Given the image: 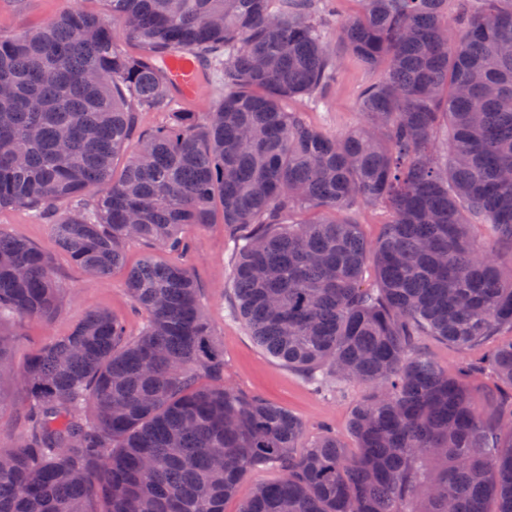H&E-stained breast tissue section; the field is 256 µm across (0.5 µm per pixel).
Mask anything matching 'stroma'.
<instances>
[{
  "label": "stroma",
  "instance_id": "obj_1",
  "mask_svg": "<svg viewBox=\"0 0 512 512\" xmlns=\"http://www.w3.org/2000/svg\"><path fill=\"white\" fill-rule=\"evenodd\" d=\"M73 7L96 12L101 4L99 0H0V37L39 29ZM361 9L360 0H336L337 22L328 30L341 57L336 81L322 98L297 97L286 105L287 111L299 113L307 124L330 135H343L360 125L358 96L365 86L379 81L385 73L384 68L371 69L361 64L342 40L341 23L359 14ZM0 229L44 250L63 286L61 307L52 321L0 320V329L21 335V342L12 354L15 370H23L28 357L43 344L69 335L91 308L110 312L130 332H138L145 315L135 310L125 291L128 267L147 255L162 262H182L190 266L196 276L201 302L224 353L225 383L244 393L260 395L297 415L304 424V440H311L321 424L327 423L342 438L348 452H355L356 443L349 434L348 423L354 403L364 394L363 388L314 391L300 373L257 346L245 323L232 313L234 296L230 273L233 255L226 226L211 224L188 230L192 248L184 256L147 242L130 243L125 248V267L102 278L87 276L75 267L67 253L57 246L51 225L34 211L0 209ZM0 396L6 401L0 408V447L7 449L27 431L26 393L21 385L14 384L1 391Z\"/></svg>",
  "mask_w": 512,
  "mask_h": 512
}]
</instances>
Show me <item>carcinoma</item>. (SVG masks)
Listing matches in <instances>:
<instances>
[{
  "instance_id": "obj_1",
  "label": "carcinoma",
  "mask_w": 512,
  "mask_h": 512,
  "mask_svg": "<svg viewBox=\"0 0 512 512\" xmlns=\"http://www.w3.org/2000/svg\"><path fill=\"white\" fill-rule=\"evenodd\" d=\"M102 2L0 38V209L52 216L90 277L129 242L182 251L187 228L229 227L257 345L317 387L369 390L358 452L329 426L297 451L295 416L224 384L192 271L145 257L126 276L135 335L90 309L17 375L20 335L0 329V388L22 382L32 422L0 448V512H224L267 465L282 478L239 512H512V0H361L342 39L386 75L342 136L283 107L338 73L317 0ZM180 53L200 62L197 102L224 87L204 111L168 69ZM358 203L392 214L375 243L328 218ZM61 290L40 248L0 230V318L49 322ZM422 336L481 355L450 373Z\"/></svg>"
}]
</instances>
